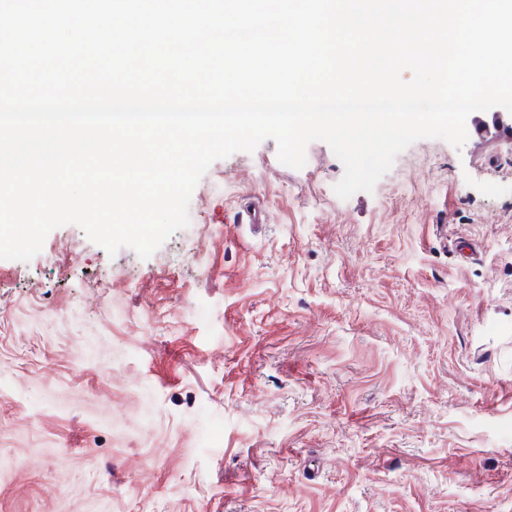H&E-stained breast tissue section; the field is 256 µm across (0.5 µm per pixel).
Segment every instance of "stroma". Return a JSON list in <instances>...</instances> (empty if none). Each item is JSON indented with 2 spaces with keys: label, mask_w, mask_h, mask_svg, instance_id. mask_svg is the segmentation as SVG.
Returning <instances> with one entry per match:
<instances>
[{
  "label": "stroma",
  "mask_w": 512,
  "mask_h": 512,
  "mask_svg": "<svg viewBox=\"0 0 512 512\" xmlns=\"http://www.w3.org/2000/svg\"><path fill=\"white\" fill-rule=\"evenodd\" d=\"M343 174L268 138L148 259L0 260V512H512V145Z\"/></svg>",
  "instance_id": "1"
}]
</instances>
